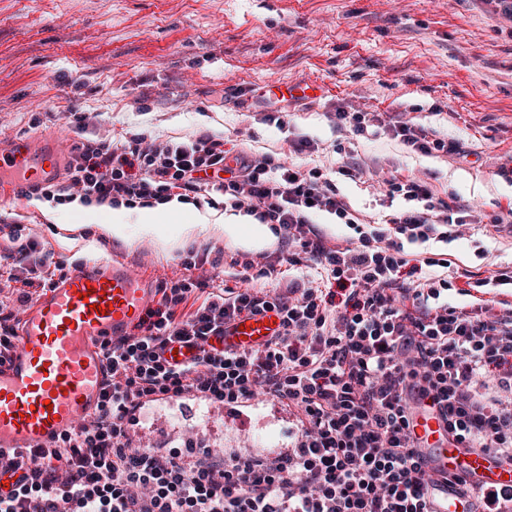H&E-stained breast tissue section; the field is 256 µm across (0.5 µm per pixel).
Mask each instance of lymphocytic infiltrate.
Segmentation results:
<instances>
[{
	"mask_svg": "<svg viewBox=\"0 0 512 512\" xmlns=\"http://www.w3.org/2000/svg\"><path fill=\"white\" fill-rule=\"evenodd\" d=\"M95 118L69 110L81 139L61 178L35 199L117 209L220 198L270 225L282 262L306 273L284 288H228L216 281L217 260L187 251L184 275L158 284L155 307L134 330L103 341L110 378L90 421L51 449L0 454V512H429L437 479L415 455L414 390L456 443L512 462V315L450 304L455 285L435 274V257L424 258L432 273L417 284L399 280L406 243L463 238L469 213L434 200L427 181L411 175L378 186L408 208L365 223L320 168L235 155L206 130L165 141L145 131L90 139ZM335 118L354 135L383 133L424 155L460 150L379 112L340 107ZM319 212L352 229L346 246L325 245L312 221ZM9 237L0 278L22 274L46 288L64 275L23 225L11 224ZM334 283L349 288L338 305ZM195 295L202 303L182 314ZM267 310L280 327L262 346L221 344L225 325ZM176 347L183 359L172 358ZM189 397L229 409L270 398L297 410L298 430L286 451L266 457L212 452L197 431L174 448L146 445L142 410Z\"/></svg>",
	"mask_w": 512,
	"mask_h": 512,
	"instance_id": "lymphocytic-infiltrate-1",
	"label": "lymphocytic infiltrate"
}]
</instances>
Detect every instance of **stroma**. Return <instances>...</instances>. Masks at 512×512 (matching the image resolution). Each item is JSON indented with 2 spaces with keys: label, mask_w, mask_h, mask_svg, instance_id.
<instances>
[{
  "label": "stroma",
  "mask_w": 512,
  "mask_h": 512,
  "mask_svg": "<svg viewBox=\"0 0 512 512\" xmlns=\"http://www.w3.org/2000/svg\"><path fill=\"white\" fill-rule=\"evenodd\" d=\"M322 85L320 98L281 106L277 86ZM385 112L459 144L457 154L411 152L383 134L356 138L337 130V106ZM98 112L92 135L146 130L164 140L198 128L239 149L289 162L339 167L361 175L336 185L356 215L380 221L404 200L377 195L373 180L419 174L434 198L454 199L483 216L465 238L408 245L446 254L448 274L466 288L467 274L512 272V19L487 0H0V136L55 139L62 159L77 140L69 109ZM286 109L285 128L265 122ZM308 137L321 149L295 155ZM0 219L21 222L55 260L122 254L155 281L184 275L188 248L221 251L225 286L241 287L229 237L185 236L165 225L176 248L160 252L131 228V243L78 225L70 209L46 210L0 199ZM296 416L260 400L225 418L223 409L167 403L148 408L142 432L174 440L204 431L214 446L273 455L287 447Z\"/></svg>",
  "instance_id": "obj_1"
}]
</instances>
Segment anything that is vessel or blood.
Listing matches in <instances>:
<instances>
[{
  "mask_svg": "<svg viewBox=\"0 0 512 512\" xmlns=\"http://www.w3.org/2000/svg\"><path fill=\"white\" fill-rule=\"evenodd\" d=\"M62 173L52 145L16 138L0 141V197L34 191ZM156 287L120 257L83 260L32 301L15 326L17 343L0 362V453L28 451L89 420L108 379L103 340L123 334L141 318ZM275 312L245 315L226 329L224 343L248 348L274 334ZM423 468L488 487L512 486V463L492 451L453 442L439 412L417 398L412 412ZM434 512H481L462 502L455 485L432 490Z\"/></svg>",
  "mask_w": 512,
  "mask_h": 512,
  "instance_id": "vessel-or-blood-1",
  "label": "vessel or blood"
}]
</instances>
